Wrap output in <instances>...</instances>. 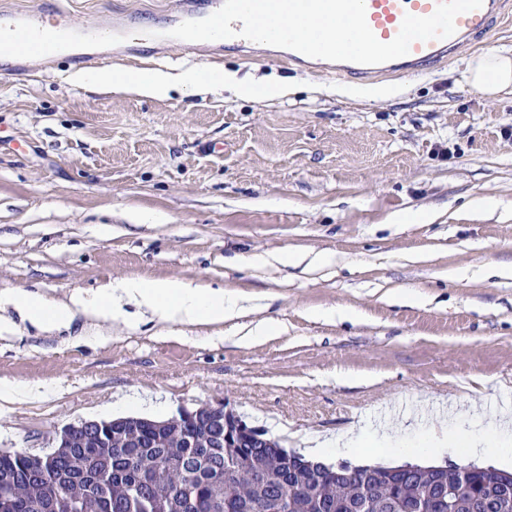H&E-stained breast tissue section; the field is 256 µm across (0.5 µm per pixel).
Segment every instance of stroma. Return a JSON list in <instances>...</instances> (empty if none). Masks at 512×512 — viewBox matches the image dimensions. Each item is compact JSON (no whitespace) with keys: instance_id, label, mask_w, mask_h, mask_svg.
Listing matches in <instances>:
<instances>
[{"instance_id":"1","label":"stroma","mask_w":512,"mask_h":512,"mask_svg":"<svg viewBox=\"0 0 512 512\" xmlns=\"http://www.w3.org/2000/svg\"><path fill=\"white\" fill-rule=\"evenodd\" d=\"M53 22L95 24L166 0H14ZM489 40L406 77L345 80L271 55L171 43L141 71L196 67L288 80L285 97L230 91L163 99L71 84L62 57L0 75V292L54 301L121 278H183L254 300L275 338L239 321L164 336L84 314L39 328L1 304L0 380L52 383L0 406V449L39 452L83 420L167 419L228 403L290 451L370 421L465 416L497 447L512 414V94L463 77ZM327 254L330 265L253 266L255 253Z\"/></svg>"}]
</instances>
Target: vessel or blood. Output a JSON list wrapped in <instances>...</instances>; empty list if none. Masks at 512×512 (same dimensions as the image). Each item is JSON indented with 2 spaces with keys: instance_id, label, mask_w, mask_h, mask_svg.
<instances>
[{
  "instance_id": "vessel-or-blood-1",
  "label": "vessel or blood",
  "mask_w": 512,
  "mask_h": 512,
  "mask_svg": "<svg viewBox=\"0 0 512 512\" xmlns=\"http://www.w3.org/2000/svg\"><path fill=\"white\" fill-rule=\"evenodd\" d=\"M223 3L224 0H172L170 7L163 12L162 21L152 31L154 41L167 43L169 31L182 22L196 20L200 15H212ZM437 4L438 0H365L366 19L377 39L388 42L397 36L405 15H431ZM506 5L507 0H483L480 8L456 17L453 35L414 41L407 55L380 64L332 62L310 58L286 48L279 51L278 58L291 68L320 67L362 82L383 74H413L424 66L445 59L459 46L488 35L494 21L504 14ZM138 20L136 12L127 10L91 28L50 26L46 24L43 13L22 10L10 4L9 0H0V43L11 48L10 56L0 59V72L17 76L26 70V56L73 49L78 50L80 63L89 67L103 66L109 62L110 56L95 51V44L122 38L136 28Z\"/></svg>"
}]
</instances>
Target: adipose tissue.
<instances>
[{"label": "adipose tissue", "instance_id": "adipose-tissue-1", "mask_svg": "<svg viewBox=\"0 0 512 512\" xmlns=\"http://www.w3.org/2000/svg\"><path fill=\"white\" fill-rule=\"evenodd\" d=\"M463 74L469 84L494 97L512 89V48L499 47L466 59ZM73 83L115 93H137L163 98L172 90L188 96L211 92L223 86L244 96L261 97L270 92H283L279 82H261L238 77L227 71L205 75L199 69L180 71L153 69L143 75L115 76L108 72L77 70L71 74ZM0 302L13 305L31 321L45 324L71 322L77 313H85L115 323L127 322L126 303H135L150 313L158 322L168 326L213 325L241 316L243 305L221 293H211L200 285L181 279H123L112 282L101 295L94 298L74 297L67 302H50L28 295L23 291L0 293ZM420 443L396 442L385 430L362 429L358 433L336 440L313 439L311 455L322 457L326 448H357L364 440L377 445L397 447L407 455H415L422 448H452L462 439H469L472 450L483 444L480 430L464 434L460 418L453 417L441 423H421L417 426Z\"/></svg>", "mask_w": 512, "mask_h": 512}]
</instances>
